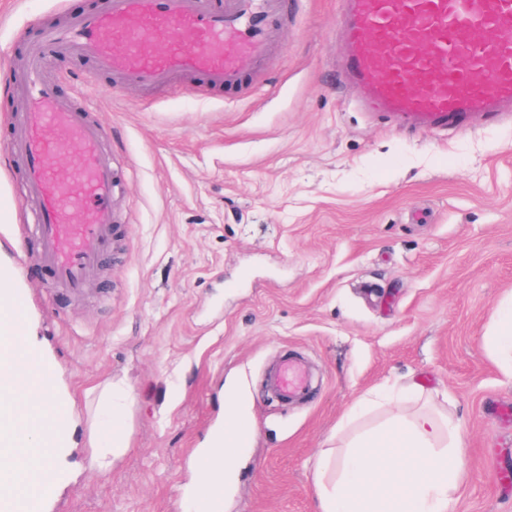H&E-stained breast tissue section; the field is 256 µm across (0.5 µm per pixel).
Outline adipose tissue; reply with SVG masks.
I'll use <instances>...</instances> for the list:
<instances>
[{
  "label": "adipose tissue",
  "mask_w": 512,
  "mask_h": 512,
  "mask_svg": "<svg viewBox=\"0 0 512 512\" xmlns=\"http://www.w3.org/2000/svg\"><path fill=\"white\" fill-rule=\"evenodd\" d=\"M14 278L0 270V374L24 378L20 388L0 387V408L18 407L28 424L21 430L20 451L0 449V479L11 480L18 512H40L43 496L60 480L70 478L65 465L75 446L78 422L71 394L60 392L54 372L36 371L43 359L39 344L25 325L14 322ZM112 421L98 422L90 437L88 468L108 469L127 451L117 418L124 412L122 392L104 389ZM224 442L196 453L198 485L207 492L233 485L241 454L234 437L243 411L226 401ZM111 431L112 445L100 447L97 435ZM462 448L451 426L427 408L395 414L387 424L359 432L340 449H327L319 461L315 485L320 512H448L463 486Z\"/></svg>",
  "instance_id": "obj_1"
}]
</instances>
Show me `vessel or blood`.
<instances>
[{
	"label": "vessel or blood",
	"mask_w": 512,
	"mask_h": 512,
	"mask_svg": "<svg viewBox=\"0 0 512 512\" xmlns=\"http://www.w3.org/2000/svg\"><path fill=\"white\" fill-rule=\"evenodd\" d=\"M350 51L342 74L364 108L432 130L466 129L471 115L512 112V0H341ZM295 0H111L73 24L43 29L28 49L27 107L4 146L18 158L33 206L30 238L54 287L83 297L112 251L114 163L106 128L44 81V65L71 48L128 83L154 89L186 74L209 88H240L266 57ZM163 51H154L156 43ZM76 148L73 169L55 156ZM271 387L305 394L300 366L283 361Z\"/></svg>",
	"instance_id": "1"
}]
</instances>
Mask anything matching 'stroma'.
Instances as JSON below:
<instances>
[{"instance_id":"35a3bbf8","label":"stroma","mask_w":512,"mask_h":512,"mask_svg":"<svg viewBox=\"0 0 512 512\" xmlns=\"http://www.w3.org/2000/svg\"><path fill=\"white\" fill-rule=\"evenodd\" d=\"M93 0H0V141L26 105L25 44ZM340 0H299L250 85L145 90L72 50L45 78L101 121L121 181L112 253L87 299L50 288L20 239L22 174L0 151V266L87 429L111 382L128 450L45 512H188L189 460L224 427L236 383L254 440L223 512H318L315 469L363 397L415 379L461 437L448 512H512V373L486 332L512 294V117L438 133L386 125L341 83ZM295 350L312 395L267 396Z\"/></svg>"}]
</instances>
